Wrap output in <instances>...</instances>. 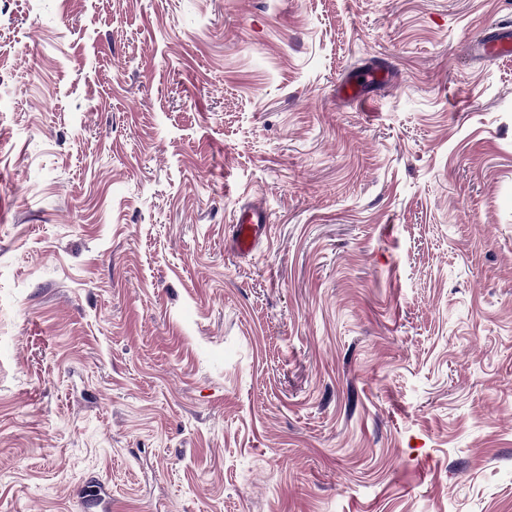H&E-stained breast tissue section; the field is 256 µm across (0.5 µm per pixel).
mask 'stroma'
<instances>
[{"label":"stroma","mask_w":512,"mask_h":512,"mask_svg":"<svg viewBox=\"0 0 512 512\" xmlns=\"http://www.w3.org/2000/svg\"><path fill=\"white\" fill-rule=\"evenodd\" d=\"M494 24L512 0H0V512H512ZM266 216L259 210L242 211L234 225V244L241 253L251 252L265 234Z\"/></svg>","instance_id":"obj_1"}]
</instances>
